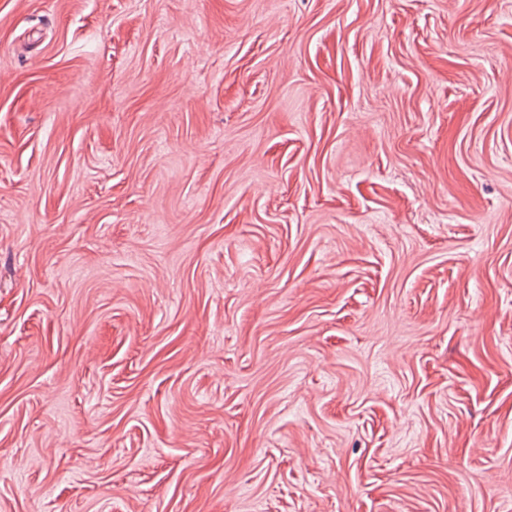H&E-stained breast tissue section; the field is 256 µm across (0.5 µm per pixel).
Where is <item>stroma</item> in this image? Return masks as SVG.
Masks as SVG:
<instances>
[{"label":"stroma","instance_id":"1","mask_svg":"<svg viewBox=\"0 0 512 512\" xmlns=\"http://www.w3.org/2000/svg\"><path fill=\"white\" fill-rule=\"evenodd\" d=\"M0 512H512V0H0Z\"/></svg>","mask_w":512,"mask_h":512}]
</instances>
